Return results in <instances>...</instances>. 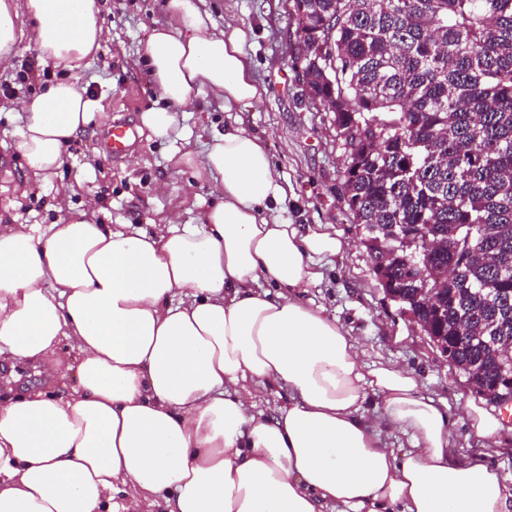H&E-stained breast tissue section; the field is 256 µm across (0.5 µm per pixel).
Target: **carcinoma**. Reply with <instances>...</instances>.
Here are the masks:
<instances>
[{"label":"carcinoma","instance_id":"carcinoma-1","mask_svg":"<svg viewBox=\"0 0 512 512\" xmlns=\"http://www.w3.org/2000/svg\"><path fill=\"white\" fill-rule=\"evenodd\" d=\"M289 5L294 81L333 113L338 200L371 261L388 258L396 301L448 339L459 370L494 383L512 372V0ZM425 287L440 289L442 315L416 302Z\"/></svg>","mask_w":512,"mask_h":512}]
</instances>
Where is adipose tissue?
Masks as SVG:
<instances>
[{
    "mask_svg": "<svg viewBox=\"0 0 512 512\" xmlns=\"http://www.w3.org/2000/svg\"><path fill=\"white\" fill-rule=\"evenodd\" d=\"M201 2L165 0L139 51L160 99L141 125L188 166L180 108L203 89L227 106L259 97L241 32L217 30ZM106 4L0 0V69L28 22L61 71L17 103L34 178L62 168L102 108L76 78L109 34ZM203 171L218 200L198 224H104L91 206L63 224L0 215V368L26 362L44 382L0 394V512H141L159 496L167 512H512L447 405L418 398L405 367H366L336 318L297 297L344 243L273 219L288 190L262 140L212 130ZM64 343L78 383L59 395ZM256 384L284 393L273 416ZM386 428L411 450L386 447Z\"/></svg>",
    "mask_w": 512,
    "mask_h": 512,
    "instance_id": "1",
    "label": "adipose tissue"
}]
</instances>
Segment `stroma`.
<instances>
[{
    "label": "stroma",
    "instance_id": "35a3bbf8",
    "mask_svg": "<svg viewBox=\"0 0 512 512\" xmlns=\"http://www.w3.org/2000/svg\"><path fill=\"white\" fill-rule=\"evenodd\" d=\"M163 5L164 0H108L103 18L109 37L78 79L80 88L101 97L102 109L64 147L60 176L40 181L27 178L14 146L18 119L12 108L14 101L38 93L54 69L38 61L34 33L25 29L14 48L12 68L0 71V215L19 224L63 223L91 192L103 223L120 220L147 229L172 213L180 223H199L203 211L216 202L213 180L196 181L194 169L174 166L166 144L140 129V113L154 106L157 96L146 71L134 64L136 50L156 25L166 22ZM205 7L217 28L242 31V48L262 97L227 111L210 93L200 92L184 115L183 123L192 131L185 150L203 163L206 124L240 126L263 140L288 187L280 219L322 228L346 243L339 254L321 259V281L301 289V297L336 316L362 346L366 363L392 362L413 370L419 397L447 403L463 444L496 466L512 486V424H501L492 442L474 434L468 407L496 418L498 405L449 366L432 339L387 295L363 244L365 229L351 223L338 200L345 152L332 113L300 99L292 70L289 33L295 25L288 0H205ZM115 124L130 131L118 156L107 148V133ZM77 175L84 179L83 192L73 195L70 205L53 208L60 180ZM191 181L196 190L190 194L185 187ZM160 183L165 186L161 192L156 189Z\"/></svg>",
    "mask_w": 512,
    "mask_h": 512
}]
</instances>
